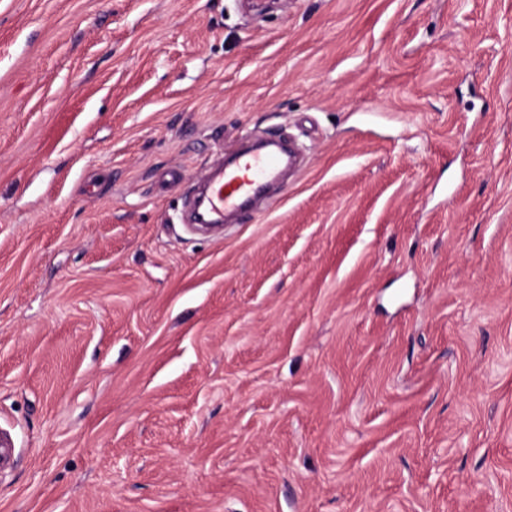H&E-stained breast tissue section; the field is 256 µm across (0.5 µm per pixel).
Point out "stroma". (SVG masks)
Segmentation results:
<instances>
[{"label":"stroma","instance_id":"35a3bbf8","mask_svg":"<svg viewBox=\"0 0 512 512\" xmlns=\"http://www.w3.org/2000/svg\"><path fill=\"white\" fill-rule=\"evenodd\" d=\"M1 428L0 512H512V0H0ZM284 160L270 148L247 149L215 169L204 192L203 214L223 215L245 209L280 177Z\"/></svg>","mask_w":512,"mask_h":512}]
</instances>
